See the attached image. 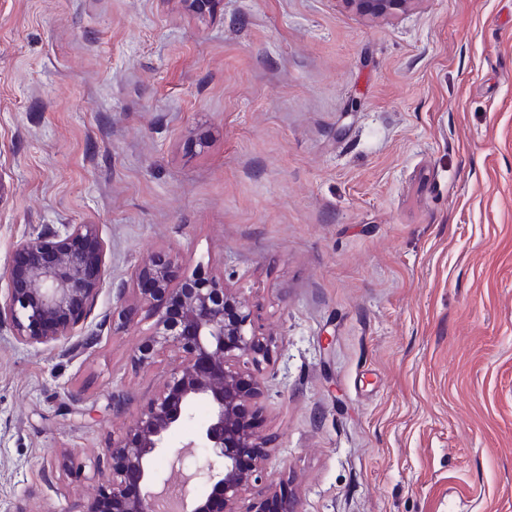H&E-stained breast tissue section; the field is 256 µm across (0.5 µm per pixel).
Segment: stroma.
I'll return each instance as SVG.
<instances>
[{
  "label": "stroma",
  "mask_w": 512,
  "mask_h": 512,
  "mask_svg": "<svg viewBox=\"0 0 512 512\" xmlns=\"http://www.w3.org/2000/svg\"><path fill=\"white\" fill-rule=\"evenodd\" d=\"M63 224L98 226L108 283L73 345L0 325V512L108 474L159 382L112 286L159 250L267 335L300 512H512V0H0V275ZM356 14L366 18H381L407 11L416 0H338Z\"/></svg>",
  "instance_id": "1"
}]
</instances>
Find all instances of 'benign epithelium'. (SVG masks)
Segmentation results:
<instances>
[{"label":"benign epithelium","instance_id":"7a95c632","mask_svg":"<svg viewBox=\"0 0 512 512\" xmlns=\"http://www.w3.org/2000/svg\"><path fill=\"white\" fill-rule=\"evenodd\" d=\"M366 18L407 11L414 0H341ZM108 275L106 248L96 224L50 227L21 239L4 277L0 323H9L24 345L69 342L82 329ZM148 308L150 332L136 347L134 362L162 365L159 390L140 407L125 435L108 449L112 471L83 512H157L170 479L154 467L170 456L182 472V512H299L284 482H271L260 498L247 494L266 471L269 450L257 430V415L243 407L261 394L257 378L241 365L270 361V348L237 289L202 270L178 274L175 256L158 252L142 259L115 291V311L125 324L130 292ZM205 404L207 419L176 446L171 436Z\"/></svg>","mask_w":512,"mask_h":512}]
</instances>
